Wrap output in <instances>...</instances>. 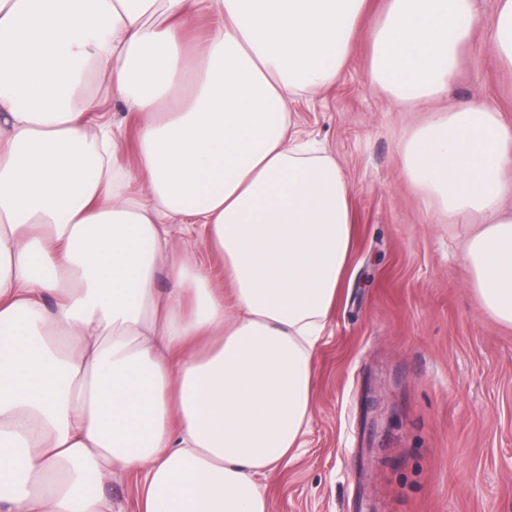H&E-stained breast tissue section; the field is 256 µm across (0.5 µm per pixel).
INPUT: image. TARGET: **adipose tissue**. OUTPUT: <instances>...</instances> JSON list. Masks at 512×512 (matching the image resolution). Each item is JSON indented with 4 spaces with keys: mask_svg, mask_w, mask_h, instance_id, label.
<instances>
[{
    "mask_svg": "<svg viewBox=\"0 0 512 512\" xmlns=\"http://www.w3.org/2000/svg\"><path fill=\"white\" fill-rule=\"evenodd\" d=\"M370 3L0 0V512H112L98 487L132 472L140 512H270L355 224L289 104L341 78ZM472 37L473 0H385L367 79L436 100ZM91 81L139 118L135 167ZM400 149L436 215L475 225L476 298L512 325V124L461 104ZM170 228L173 237L176 239L182 250L194 255L198 260L212 266L214 270L220 269L218 260L206 251L203 243L199 239L195 236L182 232L179 225L176 223H174Z\"/></svg>",
    "mask_w": 512,
    "mask_h": 512,
    "instance_id": "1",
    "label": "adipose tissue"
}]
</instances>
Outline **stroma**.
I'll return each instance as SVG.
<instances>
[{"instance_id":"obj_1","label":"stroma","mask_w":512,"mask_h":512,"mask_svg":"<svg viewBox=\"0 0 512 512\" xmlns=\"http://www.w3.org/2000/svg\"><path fill=\"white\" fill-rule=\"evenodd\" d=\"M498 7L475 0L448 102L512 123V69L490 49ZM369 56L359 33L341 79L292 106L347 175L355 241L301 446L260 483L270 512H512V326L474 295L466 225L406 182L399 140L424 115L369 84Z\"/></svg>"}]
</instances>
